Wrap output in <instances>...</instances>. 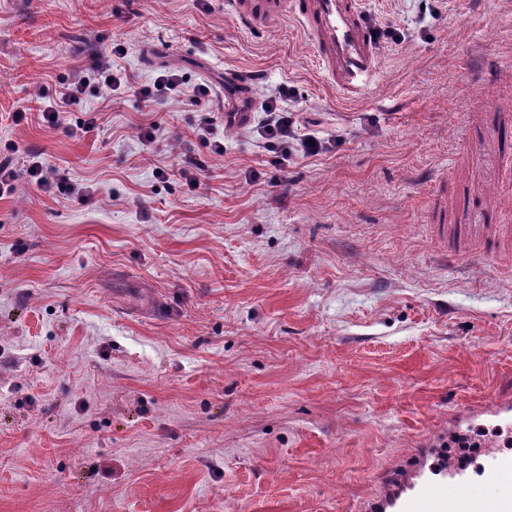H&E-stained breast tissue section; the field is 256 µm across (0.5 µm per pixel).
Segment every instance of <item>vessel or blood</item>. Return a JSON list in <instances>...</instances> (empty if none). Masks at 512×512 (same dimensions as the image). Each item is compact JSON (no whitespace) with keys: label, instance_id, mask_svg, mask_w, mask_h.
I'll list each match as a JSON object with an SVG mask.
<instances>
[{"label":"vessel or blood","instance_id":"obj_1","mask_svg":"<svg viewBox=\"0 0 512 512\" xmlns=\"http://www.w3.org/2000/svg\"><path fill=\"white\" fill-rule=\"evenodd\" d=\"M224 9L252 31L295 21L320 69L343 96H361L380 76L379 40L365 0H224ZM480 417L511 420L512 394H498L452 423L458 428ZM427 457V449H419L405 471L385 475L362 512H512V456L488 453L484 468L497 485L491 495L474 490V478L464 467L429 478Z\"/></svg>","mask_w":512,"mask_h":512}]
</instances>
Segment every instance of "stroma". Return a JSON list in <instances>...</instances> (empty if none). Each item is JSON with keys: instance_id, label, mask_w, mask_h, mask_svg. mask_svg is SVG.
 I'll list each match as a JSON object with an SVG mask.
<instances>
[{"instance_id": "obj_1", "label": "stroma", "mask_w": 512, "mask_h": 512, "mask_svg": "<svg viewBox=\"0 0 512 512\" xmlns=\"http://www.w3.org/2000/svg\"><path fill=\"white\" fill-rule=\"evenodd\" d=\"M379 82L329 86L297 26L249 32L224 0H0V141L91 186L86 204L24 182L0 197V512H359L431 439L440 466L480 471L494 432L451 414L512 383V247L440 254L442 225L479 200L512 231L491 162L512 108V0H366ZM122 41L129 85L55 130L12 124L47 103L81 51ZM497 69L480 80L481 66ZM185 92L148 105L166 70ZM235 71L246 122L223 118ZM204 83L211 98L192 104ZM291 96L281 97L282 88ZM326 144L282 159L268 99ZM96 113V139L69 125ZM215 123H208L210 113ZM167 143L149 150L141 127ZM224 154L201 186L155 169Z\"/></svg>"}]
</instances>
